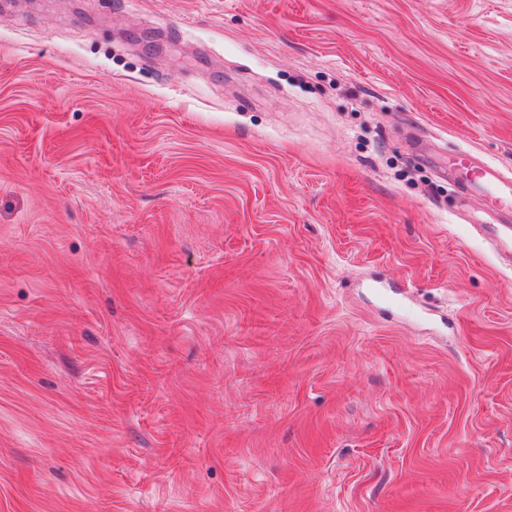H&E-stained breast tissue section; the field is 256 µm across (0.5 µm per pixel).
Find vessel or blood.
Here are the masks:
<instances>
[{
	"label": "vessel or blood",
	"instance_id": "vessel-or-blood-1",
	"mask_svg": "<svg viewBox=\"0 0 512 512\" xmlns=\"http://www.w3.org/2000/svg\"><path fill=\"white\" fill-rule=\"evenodd\" d=\"M448 166L464 197L483 200L485 226L496 238H512V179L467 151L449 157Z\"/></svg>",
	"mask_w": 512,
	"mask_h": 512
}]
</instances>
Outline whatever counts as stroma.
Returning <instances> with one entry per match:
<instances>
[{"label": "stroma", "mask_w": 512, "mask_h": 512, "mask_svg": "<svg viewBox=\"0 0 512 512\" xmlns=\"http://www.w3.org/2000/svg\"><path fill=\"white\" fill-rule=\"evenodd\" d=\"M512 0L0 9V512H512ZM454 180L466 199L479 197L484 202V224L501 241L512 239V179L494 165L468 151L448 157Z\"/></svg>", "instance_id": "obj_1"}]
</instances>
